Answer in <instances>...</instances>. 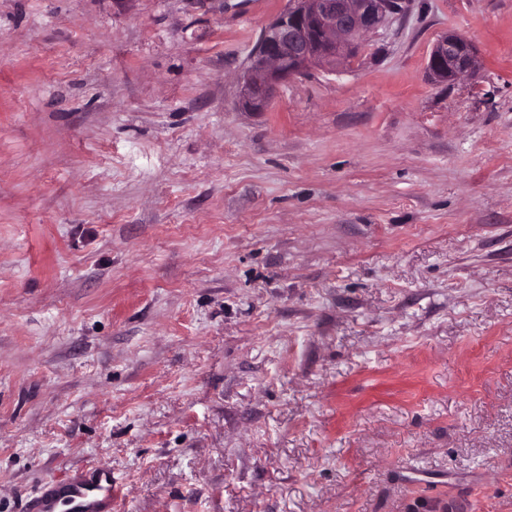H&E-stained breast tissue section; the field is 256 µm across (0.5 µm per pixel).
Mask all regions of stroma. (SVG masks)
Wrapping results in <instances>:
<instances>
[{"mask_svg": "<svg viewBox=\"0 0 512 512\" xmlns=\"http://www.w3.org/2000/svg\"><path fill=\"white\" fill-rule=\"evenodd\" d=\"M287 5L0 0V512H512V0L243 111ZM479 67L476 47L459 35L447 33L435 42L428 60L427 72L431 79L447 82L473 75ZM96 479L88 484H69L70 496L63 500V504H72L77 499H86L93 492L102 493L112 504V472L105 466L98 465L94 469Z\"/></svg>", "mask_w": 512, "mask_h": 512, "instance_id": "stroma-1", "label": "stroma"}]
</instances>
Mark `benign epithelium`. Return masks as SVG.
Instances as JSON below:
<instances>
[{
    "label": "benign epithelium",
    "instance_id": "obj_1",
    "mask_svg": "<svg viewBox=\"0 0 512 512\" xmlns=\"http://www.w3.org/2000/svg\"><path fill=\"white\" fill-rule=\"evenodd\" d=\"M404 9V0H289L259 37L241 80L242 107L264 111L281 83L312 67L342 71L364 37ZM479 67L476 47L448 33L435 42L427 72L431 79L447 82L473 75Z\"/></svg>",
    "mask_w": 512,
    "mask_h": 512
}]
</instances>
